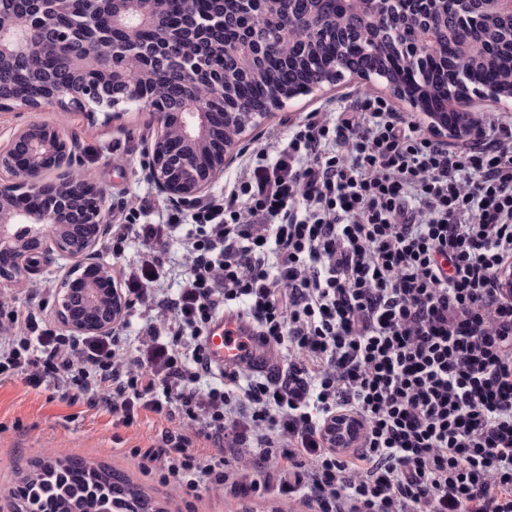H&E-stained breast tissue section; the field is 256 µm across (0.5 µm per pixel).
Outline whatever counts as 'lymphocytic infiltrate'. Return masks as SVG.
Instances as JSON below:
<instances>
[{
    "label": "lymphocytic infiltrate",
    "mask_w": 512,
    "mask_h": 512,
    "mask_svg": "<svg viewBox=\"0 0 512 512\" xmlns=\"http://www.w3.org/2000/svg\"><path fill=\"white\" fill-rule=\"evenodd\" d=\"M484 124L452 145L368 92L285 121L222 196L159 224L125 203L103 275L148 316L150 357L130 359L120 326L43 329L0 297V385L54 383L118 426L168 422L130 454L186 497L226 489L233 458L256 497L305 512H512V121ZM176 235L171 296L160 246ZM223 313L286 363L217 364L206 336ZM331 421L357 432L331 445Z\"/></svg>",
    "instance_id": "1"
}]
</instances>
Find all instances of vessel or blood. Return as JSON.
<instances>
[{"instance_id": "1", "label": "vessel or blood", "mask_w": 512, "mask_h": 512, "mask_svg": "<svg viewBox=\"0 0 512 512\" xmlns=\"http://www.w3.org/2000/svg\"><path fill=\"white\" fill-rule=\"evenodd\" d=\"M258 338L249 323L233 315H223L212 323L207 347L210 357L227 366L244 365L268 371L275 365L271 357L257 353Z\"/></svg>"}]
</instances>
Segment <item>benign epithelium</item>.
Listing matches in <instances>:
<instances>
[{
	"label": "benign epithelium",
	"instance_id": "benign-epithelium-1",
	"mask_svg": "<svg viewBox=\"0 0 512 512\" xmlns=\"http://www.w3.org/2000/svg\"><path fill=\"white\" fill-rule=\"evenodd\" d=\"M74 41L69 26H59L46 43L67 48ZM32 49L17 30L0 27V61ZM157 116L160 132L143 153L142 166L157 191L187 203L204 195L224 174V162L237 139L219 141L209 125L210 113L192 99L183 116L179 141L168 140L165 104L143 102ZM431 125L455 137L479 133V121L469 112L427 115ZM71 150L56 127L29 124L14 133L11 146L0 151V171L12 181L0 183V285H10L29 273L30 254L42 249L77 262L61 281L56 306L63 325L79 335L108 332L125 310L120 292L104 288L96 246L105 230L103 192L93 183L72 177ZM55 170L52 180L43 178Z\"/></svg>",
	"mask_w": 512,
	"mask_h": 512
}]
</instances>
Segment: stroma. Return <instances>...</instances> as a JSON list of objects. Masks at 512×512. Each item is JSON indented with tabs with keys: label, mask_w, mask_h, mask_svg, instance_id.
Instances as JSON below:
<instances>
[{
	"label": "stroma",
	"mask_w": 512,
	"mask_h": 512,
	"mask_svg": "<svg viewBox=\"0 0 512 512\" xmlns=\"http://www.w3.org/2000/svg\"><path fill=\"white\" fill-rule=\"evenodd\" d=\"M366 89L383 95L388 92L382 79L365 82L347 73L320 90L288 100L241 135L224 167L225 180L239 173L252 149L264 143L283 120H299L309 112L342 111ZM118 110L119 117L110 121L101 112L91 120L83 112H67L56 104L36 112L21 107L0 111V150L9 147L19 128L38 120L63 132L71 145L75 168L92 173L105 195L107 211H118L125 202L141 197L154 205L166 203V196L157 192L141 165L145 148L158 132L155 116L149 110L124 104ZM69 265V260L58 255L44 254L35 271L7 289L6 294L21 309L34 311L51 328H61L55 300ZM165 427V422L152 418L131 427L113 426L111 415L82 404H69L50 385L37 389L20 382L0 385V512L11 510V492L19 471L36 458L61 452L111 466L160 502L166 512H298L299 503L286 499L263 502L221 492L182 499L156 475L141 471L129 454L130 449L157 441Z\"/></svg>",
	"instance_id": "obj_1"
}]
</instances>
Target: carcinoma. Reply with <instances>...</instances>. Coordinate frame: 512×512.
Returning a JSON list of instances; mask_svg holds the SVG:
<instances>
[{"mask_svg":"<svg viewBox=\"0 0 512 512\" xmlns=\"http://www.w3.org/2000/svg\"><path fill=\"white\" fill-rule=\"evenodd\" d=\"M161 22L140 32L143 56L131 57L103 76L75 73L66 52L42 42L56 19L53 0H0V23L38 29L35 55H23L0 68V102L33 104L72 97L87 83L125 98H160L173 122L180 120L187 95L183 67L208 65L197 75L202 86L224 73V97L209 111L216 120L236 112H272L288 99L333 82L335 70L376 75L396 97L422 112H450L448 103L474 88L496 87L512 96V15L488 26L479 21L478 0H162ZM107 37L79 38L74 49L99 52L104 44L127 39L121 26L99 19ZM159 512L137 485L98 462L60 453L37 460L19 476L13 512Z\"/></svg>","mask_w":512,"mask_h":512,"instance_id":"1","label":"carcinoma"}]
</instances>
